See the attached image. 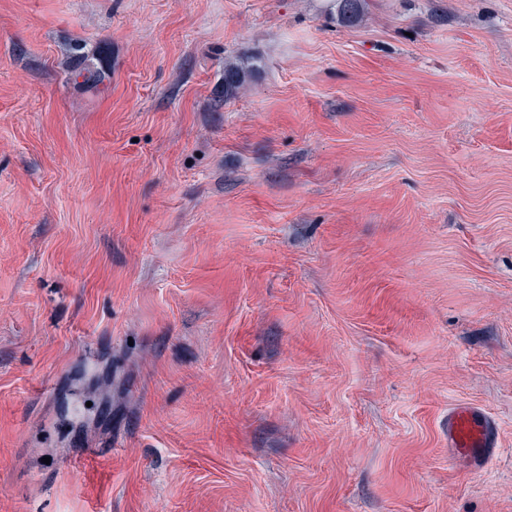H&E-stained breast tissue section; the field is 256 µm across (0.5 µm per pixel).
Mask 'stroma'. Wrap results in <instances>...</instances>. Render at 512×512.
I'll use <instances>...</instances> for the list:
<instances>
[{
	"mask_svg": "<svg viewBox=\"0 0 512 512\" xmlns=\"http://www.w3.org/2000/svg\"><path fill=\"white\" fill-rule=\"evenodd\" d=\"M0 512H512V0H0ZM332 9L338 21L350 26L363 20L367 11V0H332ZM69 75L71 80L93 89H97L105 79V71L101 60L95 57L94 54L91 56L89 54L83 55L81 60L69 70ZM77 76L83 78L81 82L77 80ZM499 431L483 408L470 402L448 407V460L467 470H481L498 455Z\"/></svg>",
	"mask_w": 512,
	"mask_h": 512,
	"instance_id": "35a3bbf8",
	"label": "stroma"
}]
</instances>
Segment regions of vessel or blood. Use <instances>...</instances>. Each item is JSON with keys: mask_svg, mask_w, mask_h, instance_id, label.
Returning <instances> with one entry per match:
<instances>
[{"mask_svg": "<svg viewBox=\"0 0 512 512\" xmlns=\"http://www.w3.org/2000/svg\"><path fill=\"white\" fill-rule=\"evenodd\" d=\"M499 431L483 408L458 402L448 409V459L467 470H481L498 455Z\"/></svg>", "mask_w": 512, "mask_h": 512, "instance_id": "b4317fda", "label": "vessel or blood"}]
</instances>
